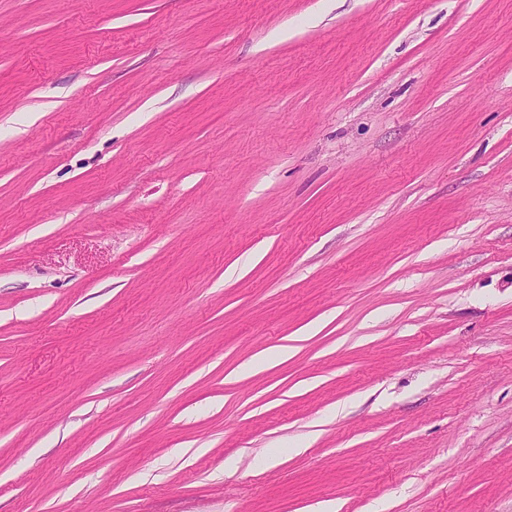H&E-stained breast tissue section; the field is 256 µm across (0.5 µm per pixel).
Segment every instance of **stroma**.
<instances>
[{
    "mask_svg": "<svg viewBox=\"0 0 512 512\" xmlns=\"http://www.w3.org/2000/svg\"><path fill=\"white\" fill-rule=\"evenodd\" d=\"M512 512V0H0V512Z\"/></svg>",
    "mask_w": 512,
    "mask_h": 512,
    "instance_id": "1",
    "label": "stroma"
}]
</instances>
